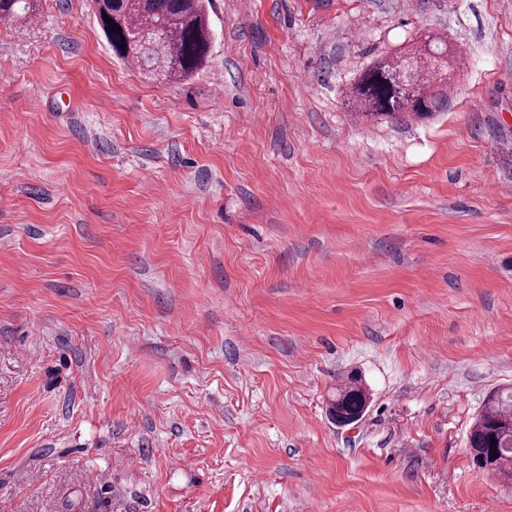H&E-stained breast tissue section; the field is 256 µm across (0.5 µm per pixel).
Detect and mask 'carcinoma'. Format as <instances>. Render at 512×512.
<instances>
[{
    "mask_svg": "<svg viewBox=\"0 0 512 512\" xmlns=\"http://www.w3.org/2000/svg\"><path fill=\"white\" fill-rule=\"evenodd\" d=\"M33 6L34 0H0V20L11 21ZM93 8L114 56L149 76L181 81L208 58L212 34L205 0H93ZM107 16L112 22L105 21ZM429 55L435 65L445 66L444 51L434 37L416 47L414 56L377 61L350 87L348 101L359 114L376 121L429 117L439 104L425 65ZM369 399L362 379L350 375L336 388L329 414L338 426L357 424ZM466 447L478 468L512 478V390L488 394L469 429Z\"/></svg>",
    "mask_w": 512,
    "mask_h": 512,
    "instance_id": "carcinoma-1",
    "label": "carcinoma"
}]
</instances>
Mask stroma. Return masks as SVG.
I'll list each match as a JSON object with an SVG mask.
<instances>
[{
    "label": "stroma",
    "instance_id": "obj_1",
    "mask_svg": "<svg viewBox=\"0 0 512 512\" xmlns=\"http://www.w3.org/2000/svg\"><path fill=\"white\" fill-rule=\"evenodd\" d=\"M209 17L178 83L89 0L0 25V512H512L466 448L512 385V0ZM427 34L433 117H356ZM370 394L362 379L350 375L336 388V398L329 409L331 418L338 426L358 424L368 408Z\"/></svg>",
    "mask_w": 512,
    "mask_h": 512
}]
</instances>
